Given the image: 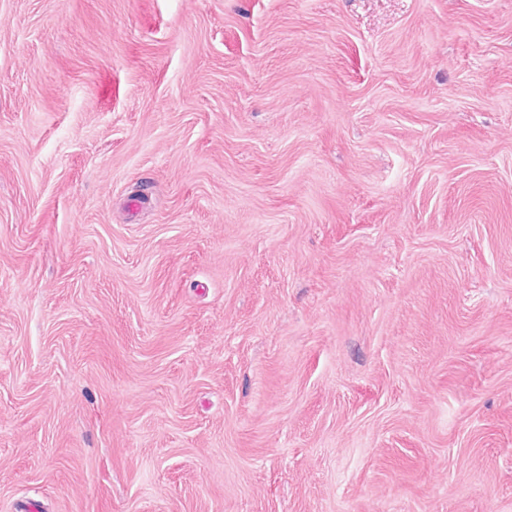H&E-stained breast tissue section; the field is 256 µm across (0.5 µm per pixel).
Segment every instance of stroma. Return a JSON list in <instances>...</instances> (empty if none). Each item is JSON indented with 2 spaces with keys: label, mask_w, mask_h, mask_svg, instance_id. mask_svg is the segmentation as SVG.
Here are the masks:
<instances>
[{
  "label": "stroma",
  "mask_w": 512,
  "mask_h": 512,
  "mask_svg": "<svg viewBox=\"0 0 512 512\" xmlns=\"http://www.w3.org/2000/svg\"><path fill=\"white\" fill-rule=\"evenodd\" d=\"M512 512V0H0V512Z\"/></svg>",
  "instance_id": "stroma-1"
}]
</instances>
